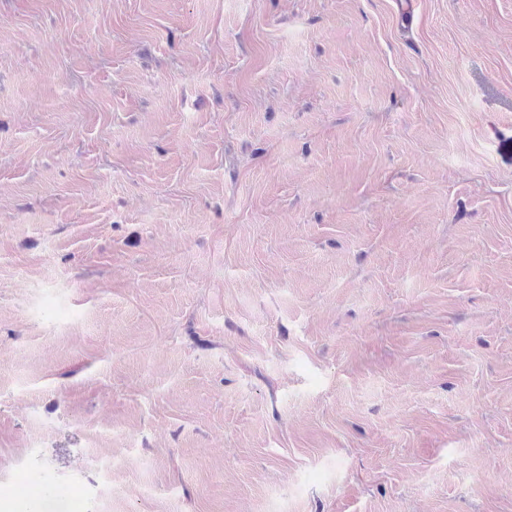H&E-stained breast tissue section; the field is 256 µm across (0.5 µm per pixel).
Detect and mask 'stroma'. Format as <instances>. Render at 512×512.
Wrapping results in <instances>:
<instances>
[{
    "instance_id": "35a3bbf8",
    "label": "stroma",
    "mask_w": 512,
    "mask_h": 512,
    "mask_svg": "<svg viewBox=\"0 0 512 512\" xmlns=\"http://www.w3.org/2000/svg\"><path fill=\"white\" fill-rule=\"evenodd\" d=\"M0 0V505L512 512V0Z\"/></svg>"
}]
</instances>
